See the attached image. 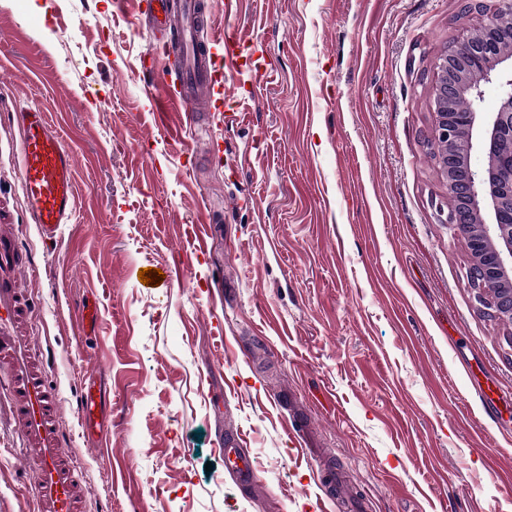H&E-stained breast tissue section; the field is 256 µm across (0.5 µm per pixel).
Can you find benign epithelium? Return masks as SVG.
Returning a JSON list of instances; mask_svg holds the SVG:
<instances>
[{"label": "benign epithelium", "instance_id": "benign-epithelium-1", "mask_svg": "<svg viewBox=\"0 0 512 512\" xmlns=\"http://www.w3.org/2000/svg\"><path fill=\"white\" fill-rule=\"evenodd\" d=\"M468 19L456 45L436 66L431 149L453 188L450 226L477 219L480 237L470 251L468 281L485 310L512 324V59L495 54L500 36L512 37V0H460ZM497 83L500 105L482 110L483 87ZM471 150L487 156L488 168L461 167L454 153L458 133Z\"/></svg>", "mask_w": 512, "mask_h": 512}]
</instances>
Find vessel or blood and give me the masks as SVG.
I'll list each match as a JSON object with an SVG mask.
<instances>
[{
  "mask_svg": "<svg viewBox=\"0 0 512 512\" xmlns=\"http://www.w3.org/2000/svg\"><path fill=\"white\" fill-rule=\"evenodd\" d=\"M145 10L156 25L174 30L171 37L158 40L164 57L181 62L165 99L180 107L186 127H196L201 109L216 112L229 92L245 84L238 60L247 44L230 26L216 34L212 0H183L175 16L168 10V0H146ZM14 119L20 143L18 178L26 212L42 241H58L62 226L72 223L76 212V157L39 105H23ZM29 312L23 289L12 287L0 276V367L8 374L7 390L23 448L37 465L33 498L39 512H84L83 487L67 460L60 433V401L43 380V351L19 328ZM106 393L103 373L93 371L81 387L78 406L83 436L99 447L109 433ZM238 441V435H228L224 459L240 483L250 485L257 476L250 461L236 454Z\"/></svg>",
  "mask_w": 512,
  "mask_h": 512,
  "instance_id": "obj_1",
  "label": "vessel or blood"
}]
</instances>
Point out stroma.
<instances>
[{
    "instance_id": "obj_1",
    "label": "stroma",
    "mask_w": 512,
    "mask_h": 512,
    "mask_svg": "<svg viewBox=\"0 0 512 512\" xmlns=\"http://www.w3.org/2000/svg\"><path fill=\"white\" fill-rule=\"evenodd\" d=\"M271 84L247 83L204 136L163 138L142 60L144 0H0V227L15 240L26 332L85 512H322L307 426L369 512H512V410L482 416L478 366L512 392V326L484 313L446 225L431 87L459 0H238ZM38 100L77 159L74 223L28 224L11 115ZM222 162H215L216 152ZM213 223L205 247L199 225ZM180 264L156 286L138 272ZM99 311L94 346L74 304ZM110 445L87 447V371ZM259 477L225 468L228 432ZM35 476L0 396V512H35ZM107 388L104 382V373L92 371L90 379L81 387L78 414L83 436L92 439L98 448L106 446L107 415L105 413Z\"/></svg>"
}]
</instances>
